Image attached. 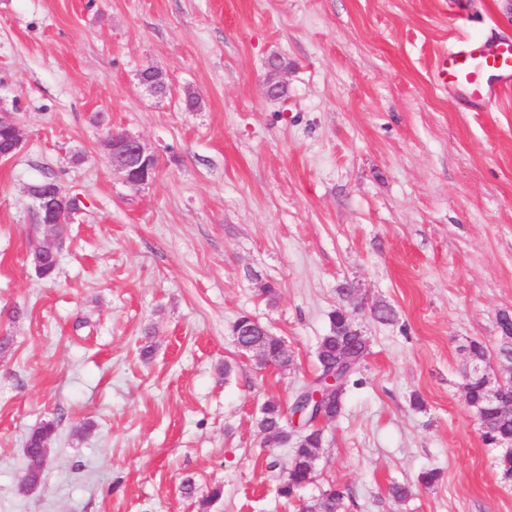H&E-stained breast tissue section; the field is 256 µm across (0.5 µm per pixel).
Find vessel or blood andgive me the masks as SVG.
I'll return each mask as SVG.
<instances>
[{
	"mask_svg": "<svg viewBox=\"0 0 512 512\" xmlns=\"http://www.w3.org/2000/svg\"><path fill=\"white\" fill-rule=\"evenodd\" d=\"M434 83L458 86L467 106L491 101L499 88L512 86V39L474 37L442 53L435 64Z\"/></svg>",
	"mask_w": 512,
	"mask_h": 512,
	"instance_id": "obj_1",
	"label": "vessel or blood"
}]
</instances>
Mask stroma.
<instances>
[{
	"label": "stroma",
	"instance_id": "35a3bbf8",
	"mask_svg": "<svg viewBox=\"0 0 512 512\" xmlns=\"http://www.w3.org/2000/svg\"><path fill=\"white\" fill-rule=\"evenodd\" d=\"M476 35L512 37V0H0V110L23 132L0 160V512H298L333 486L338 512H512L463 379L473 340L507 374L512 87L471 108L431 81ZM273 57L282 99L263 90ZM148 66L165 97L139 85ZM111 130L155 154L150 185L113 175ZM43 180L82 202L50 279L29 260L50 237L26 193ZM347 280L362 384L287 501L290 448L260 408L313 378ZM244 314L292 370L239 354ZM47 420L28 490L25 440Z\"/></svg>",
	"mask_w": 512,
	"mask_h": 512
}]
</instances>
